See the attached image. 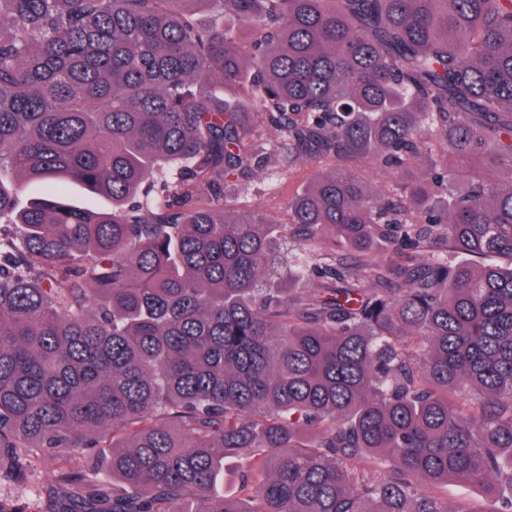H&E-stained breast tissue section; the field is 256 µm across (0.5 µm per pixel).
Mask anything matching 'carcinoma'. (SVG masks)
<instances>
[{
  "instance_id": "carcinoma-1",
  "label": "carcinoma",
  "mask_w": 512,
  "mask_h": 512,
  "mask_svg": "<svg viewBox=\"0 0 512 512\" xmlns=\"http://www.w3.org/2000/svg\"><path fill=\"white\" fill-rule=\"evenodd\" d=\"M46 458L40 512H512V0H0V483ZM310 170L300 171L288 176V173L271 178L268 174L255 179L245 191L236 186H228L225 195L229 205L239 209L260 208L271 215L279 216L278 211L284 202L293 196L302 186ZM285 239H279L276 245V255L283 265H294L297 258L314 259L318 258V254H322L324 249L329 246L324 238H319L315 241L309 242L304 248L299 247L293 239H289L285 243ZM245 470L244 462L237 457L224 459V493L228 495L238 494L241 476ZM442 496L448 502L449 510L455 511L472 503L480 504L486 510L494 509V503L487 497L484 490L478 486L448 482L447 487L441 489Z\"/></svg>"
}]
</instances>
